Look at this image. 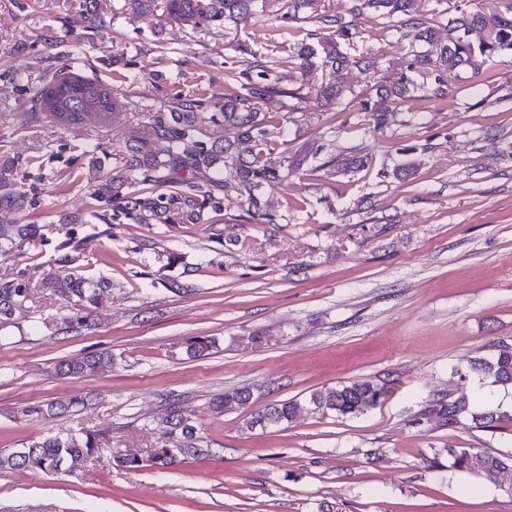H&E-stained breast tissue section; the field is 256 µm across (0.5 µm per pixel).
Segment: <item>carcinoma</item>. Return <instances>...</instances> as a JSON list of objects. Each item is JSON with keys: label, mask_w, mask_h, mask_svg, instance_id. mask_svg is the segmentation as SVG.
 Segmentation results:
<instances>
[{"label": "carcinoma", "mask_w": 512, "mask_h": 512, "mask_svg": "<svg viewBox=\"0 0 512 512\" xmlns=\"http://www.w3.org/2000/svg\"><path fill=\"white\" fill-rule=\"evenodd\" d=\"M78 10L71 23L95 29L112 22L126 11L150 19L161 26L165 23H191L211 27L224 23H248L264 12L266 0H78ZM417 0H346L341 12H317L314 0H290L288 12L282 19L289 29L299 34L288 57L269 65L261 60L256 67L260 75L273 71L277 77L288 73L297 79L309 67L318 66L326 73V81L316 91L324 111L331 112L344 104L350 88L343 74L352 66L366 70L376 68V61L364 55H353L344 49L356 37L359 19L364 11L372 9L383 18H398L396 31L400 39L409 43L422 42L430 47L417 56L409 69L418 71L425 79L418 82L402 75L395 87L378 86L374 94L363 96L359 111L379 124L392 105L412 92L427 100L441 99L452 88V74L461 64L469 65L479 75L486 59L512 51V0H487L486 7L470 11L467 4L455 7L456 16L448 20L447 35L434 23V18L416 10ZM313 19L332 37L312 42V34L304 32L301 23ZM474 29L483 32L478 44L466 36ZM304 99L301 90L290 91L277 83L240 84L225 87L220 111L210 112L211 102L192 95L179 97L168 105L167 111L155 112L150 117L144 137L135 145L114 153L116 165L105 174L95 196L112 201V211L121 213L136 224H218L224 214V202L233 198L257 205L255 192L261 187L283 180L296 172L288 157V150H278L282 136L277 111L286 107L283 98ZM34 115L62 129L86 125H107L116 115L117 105L112 91L104 84L69 68L56 71L52 77L33 90L31 99ZM239 130V144L224 141L206 143L201 140L209 123L218 121ZM237 170L233 184L224 182V169ZM28 172L11 161L0 162V256L36 247L45 239V225L26 220L22 213L27 205L24 190ZM96 218L93 210L61 213L60 224H90ZM112 287L109 281H100L97 287H86V280L72 273L56 277L53 290L68 303L76 306V313L65 322L67 329L89 328L95 324L94 308L100 292ZM40 288L33 275L24 269L0 274V321L9 320L18 311L33 306ZM112 370V354L77 355L61 361L56 375L63 379H77ZM456 385H465L470 378L490 379L495 385L512 388V343L498 341L488 347V353L469 361L466 369L454 371ZM390 381L376 377L342 382L325 390H316L304 400L291 399L271 403L254 413L246 427L279 426L295 420L303 413L332 412L342 417H353L376 408L389 390ZM249 386L224 392L211 403L212 411L244 408L252 399ZM85 406L79 395L52 402L46 406H32L25 415L61 416ZM468 395H458L452 389L440 392L426 400L410 419L413 426L430 430L464 424L471 418L477 428L503 430L512 424V414L493 410L475 413ZM162 446L142 458L127 453L116 461L128 469H139L148 464L169 469L187 460L211 456V449L202 445L197 436L194 415L178 401L168 404L164 419ZM102 430H69L65 433L32 439L22 447L8 452L0 451V471L36 469L53 473L67 467H81L85 462L105 452L101 446ZM451 468L478 477H491L504 467L512 465V456H496L476 448H449Z\"/></svg>", "instance_id": "obj_1"}]
</instances>
